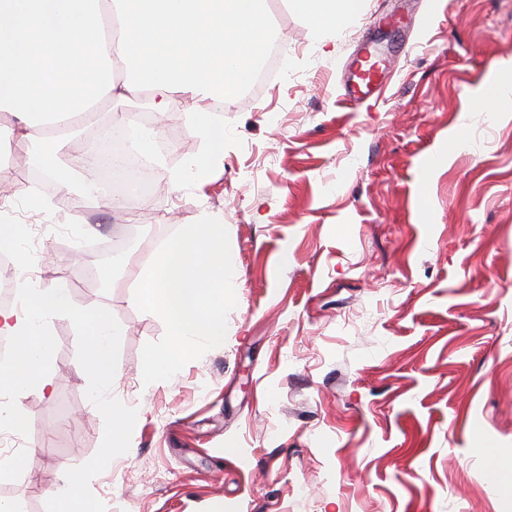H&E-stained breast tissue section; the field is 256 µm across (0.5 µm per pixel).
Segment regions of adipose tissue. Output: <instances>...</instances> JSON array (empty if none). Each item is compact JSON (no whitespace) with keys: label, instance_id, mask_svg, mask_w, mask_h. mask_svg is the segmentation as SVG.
I'll use <instances>...</instances> for the list:
<instances>
[{"label":"adipose tissue","instance_id":"ef3b65f1","mask_svg":"<svg viewBox=\"0 0 512 512\" xmlns=\"http://www.w3.org/2000/svg\"><path fill=\"white\" fill-rule=\"evenodd\" d=\"M316 29L348 23L359 0H290ZM262 0H0V155L41 139L43 161L53 162L61 128L71 127L106 98L149 92L158 116L171 95L188 97L187 118L200 140L205 180L221 163L224 131L209 102L231 101L263 59L272 27ZM126 72L127 82L115 75ZM69 312L85 338V368L104 380L120 335L104 310H69L63 289L34 290L21 307H0V335L14 339L10 362L0 364V390H46L49 345L44 326Z\"/></svg>","mask_w":512,"mask_h":512}]
</instances>
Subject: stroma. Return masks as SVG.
Returning <instances> with one entry per match:
<instances>
[{"label": "stroma", "instance_id": "stroma-1", "mask_svg": "<svg viewBox=\"0 0 512 512\" xmlns=\"http://www.w3.org/2000/svg\"><path fill=\"white\" fill-rule=\"evenodd\" d=\"M263 7L287 77L213 112L224 160L205 185L183 177L199 141L178 95L161 124L149 95L104 101L57 146L68 195H39L29 220L52 284L122 336L104 385L70 316L52 318V390L11 395L28 446L0 502L55 512L68 463L97 512H512V105L473 103L512 60V0H361L325 47L284 0ZM366 40L390 75L373 108L343 96ZM137 108L169 143L161 191L115 215L70 161ZM205 215L236 269L225 341L144 385L141 349L165 326L134 289ZM116 411L127 448L110 454Z\"/></svg>", "mask_w": 512, "mask_h": 512}]
</instances>
